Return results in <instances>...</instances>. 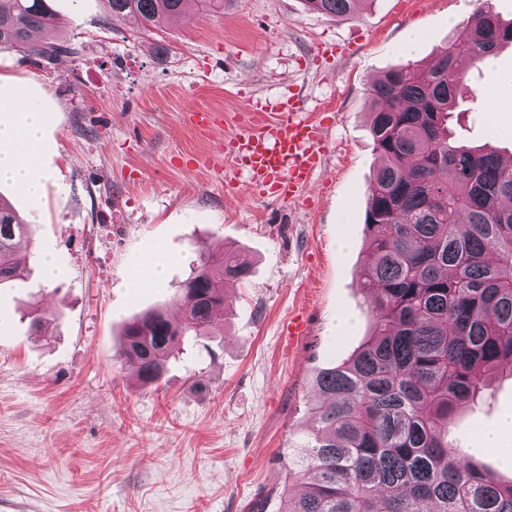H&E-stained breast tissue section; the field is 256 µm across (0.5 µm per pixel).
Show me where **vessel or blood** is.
<instances>
[{"label":"vessel or blood","mask_w":512,"mask_h":512,"mask_svg":"<svg viewBox=\"0 0 512 512\" xmlns=\"http://www.w3.org/2000/svg\"><path fill=\"white\" fill-rule=\"evenodd\" d=\"M234 145L237 165L261 196L272 187L282 198L295 197L326 160V137L320 124L290 116L256 121Z\"/></svg>","instance_id":"vessel-or-blood-1"}]
</instances>
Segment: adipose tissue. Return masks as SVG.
Listing matches in <instances>:
<instances>
[{
  "mask_svg": "<svg viewBox=\"0 0 512 512\" xmlns=\"http://www.w3.org/2000/svg\"><path fill=\"white\" fill-rule=\"evenodd\" d=\"M41 133L40 112L18 102L10 87L0 85V178L16 182L34 199L40 196L46 174L28 149Z\"/></svg>",
  "mask_w": 512,
  "mask_h": 512,
  "instance_id": "obj_1",
  "label": "adipose tissue"
}]
</instances>
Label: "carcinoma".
<instances>
[{"mask_svg":"<svg viewBox=\"0 0 512 512\" xmlns=\"http://www.w3.org/2000/svg\"><path fill=\"white\" fill-rule=\"evenodd\" d=\"M316 12L352 16L366 0H305ZM112 17L158 27L224 0H108ZM48 0H0V44L41 59L73 54L66 41L32 42L53 20ZM512 44L494 0L455 28L422 69L385 71L370 86V134L382 164L369 189V263L359 286L372 329L346 360L313 377L315 427L286 466L280 512H512V480L478 467L448 440L459 406L485 377L512 365V165L495 149L449 140L464 86L459 60L480 64ZM30 222L0 199V283L22 276L16 243ZM251 263L224 246L200 251L180 285L183 318L161 310L127 321L121 365L144 386L163 375L184 339L224 325V280Z\"/></svg>","mask_w":512,"mask_h":512,"instance_id":"1","label":"carcinoma"}]
</instances>
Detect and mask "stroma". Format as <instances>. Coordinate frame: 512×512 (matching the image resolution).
Masks as SVG:
<instances>
[{
  "instance_id": "35a3bbf8",
  "label": "stroma",
  "mask_w": 512,
  "mask_h": 512,
  "mask_svg": "<svg viewBox=\"0 0 512 512\" xmlns=\"http://www.w3.org/2000/svg\"><path fill=\"white\" fill-rule=\"evenodd\" d=\"M51 5L56 26L35 40L67 39L75 54L46 63L0 45V79L56 116L35 146L50 174L39 203L8 181L0 196L35 228L20 253L51 254L66 271L49 285L32 262L0 284V512H278L284 464L313 425L314 372L371 329L358 273L381 159L367 90L390 68L427 64L473 2L368 0L336 17L305 0H224L150 30L110 19L106 0ZM321 45L336 55L315 60ZM466 85L452 142L512 155V112L489 108L512 95V45ZM296 102L326 121V164L294 199L252 195L223 142L243 135L247 108L275 118ZM197 111L208 128L191 122ZM218 239L252 264L227 294L223 329L141 386L117 358L125 321L180 316L196 250ZM162 252L177 258L163 286L123 288L136 256ZM293 318L305 332L291 340ZM511 408L504 370L457 412L454 445L469 450Z\"/></svg>"
}]
</instances>
